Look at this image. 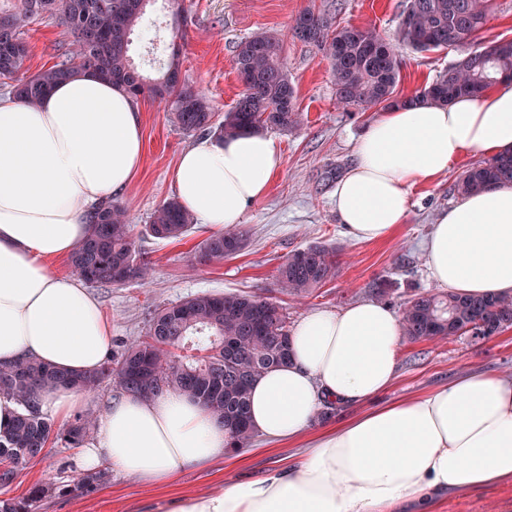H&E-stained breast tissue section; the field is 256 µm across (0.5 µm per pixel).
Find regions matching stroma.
Segmentation results:
<instances>
[{"instance_id":"obj_1","label":"stroma","mask_w":512,"mask_h":512,"mask_svg":"<svg viewBox=\"0 0 512 512\" xmlns=\"http://www.w3.org/2000/svg\"><path fill=\"white\" fill-rule=\"evenodd\" d=\"M405 0H182L185 22L179 33L170 27L169 0H151L145 19L154 25L157 42L149 44L133 33L130 54L146 72H153L152 57L176 47L181 55L182 78L205 91L216 114L232 109L243 89L234 65L237 43L269 30L284 33V62L296 87V105L302 114L299 126L272 131L284 163L268 193L251 202L242 223L249 242L237 255L205 261L198 244L206 238L202 226L179 240L153 237L147 225L153 211L174 197L173 170L179 155L196 136L178 127L172 112L149 97L138 104L144 136V160L135 182L115 200L130 213L137 244L152 263L147 281L120 285H91L103 311L112 320L109 359H116L123 345L145 336L154 310L202 293H246L271 296L279 264L312 244L339 250L336 279L300 305H289L288 321L296 323L305 312L336 310L370 299L374 284L389 282L391 308H398L412 291L433 289L425 258V244L439 213L458 199L456 177L478 162L467 154L453 162L446 176L415 185L410 190V210L405 224L388 240L355 243L343 233L332 207L337 179L354 161V146L378 108L344 110L336 105L330 66L315 46L288 35L289 24L308 7L328 10L336 26H373L392 34ZM29 45L25 67L29 72L61 60L71 37L52 17H39L23 29ZM402 62L399 95H408L431 83L457 56L451 49L417 52L399 47ZM486 371L512 380V329L479 340L455 336L442 342L401 341L398 376L380 402L426 392L458 375ZM300 443L265 446L253 436L246 448L232 449L204 468H190L166 484H149L109 472L106 484L80 489L76 450L63 441L49 444L44 455L20 469L14 480L0 488V498L25 497L34 484L50 485L36 512H155L163 501L186 494H205L225 483L245 481L290 461ZM433 512H512V482L459 493L437 495Z\"/></svg>"}]
</instances>
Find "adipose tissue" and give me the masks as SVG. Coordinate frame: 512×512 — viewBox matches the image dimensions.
I'll list each match as a JSON object with an SVG mask.
<instances>
[{
	"instance_id": "ef3b65f1",
	"label": "adipose tissue",
	"mask_w": 512,
	"mask_h": 512,
	"mask_svg": "<svg viewBox=\"0 0 512 512\" xmlns=\"http://www.w3.org/2000/svg\"><path fill=\"white\" fill-rule=\"evenodd\" d=\"M512 149V83L448 105L392 107L368 125L332 205L356 242L390 238L414 185L445 175L460 156ZM144 156L139 107L88 73L57 83L31 107L0 98V365L27 358L68 373L100 368L112 323L87 288L50 260L71 255L94 207L125 190ZM283 165L264 134L205 136L173 171L182 206L212 231L238 226ZM436 286L467 296L512 295V188L463 196L426 242ZM289 361L251 387L255 432L279 444L306 439L301 456L263 476L185 495L158 512H428L439 492L512 481V381L473 372L431 392L377 404L398 370L401 319L371 300L304 313ZM357 408L316 429L324 406ZM227 428L193 398L124 393L112 399L77 458L150 483L223 457Z\"/></svg>"
}]
</instances>
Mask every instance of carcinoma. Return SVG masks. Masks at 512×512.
Here are the masks:
<instances>
[{"label": "carcinoma", "mask_w": 512, "mask_h": 512, "mask_svg": "<svg viewBox=\"0 0 512 512\" xmlns=\"http://www.w3.org/2000/svg\"><path fill=\"white\" fill-rule=\"evenodd\" d=\"M150 0H12L0 7V82L12 97L34 106L55 83L76 70L94 73L122 85L133 97L149 93L170 107L187 133L218 136L288 131L299 125L296 90L284 65V37L261 32L239 42L234 58L243 90L235 106L214 123L208 96L181 80L179 52L171 51L156 78L143 75L129 55L131 35ZM489 0H407L389 37L374 27L333 26L332 17L312 8L296 14L291 36L311 44L329 60L342 106L370 108L430 102L446 105L463 96L477 97L493 85L512 80V40L472 48L487 21ZM57 17L73 37L66 59L32 74L21 37L26 23L40 16ZM415 51L453 48L457 57L428 86L399 97L400 61L394 42ZM512 187V151L469 166L455 181L460 196ZM88 236L69 257L72 271L88 284H120L146 279L150 261L136 248L134 225L126 209L104 202L86 216ZM194 216L170 198L150 216L149 230L159 239H181ZM249 230L237 227L207 237L199 249L209 260L241 252ZM338 273L337 251L310 245L277 268L276 286L295 301L310 297ZM402 336L411 342L444 341L468 335L485 339L477 323L498 332L512 328V296L463 297L417 291L401 303ZM287 309L280 301L243 293L201 294L155 309L148 335L124 345L116 364L106 362L89 374H65L21 359L0 367V394L16 397L23 410L13 428L0 435V484L13 481L18 468L41 457L60 439L79 446L95 429L94 415L84 411L60 431L38 410L41 393L57 387L92 391L104 380L123 392L145 398L182 392L225 424L238 447L254 435L249 420L252 383L289 358ZM48 492L36 485L22 499L0 500V512H34Z\"/></svg>", "instance_id": "carcinoma-1"}]
</instances>
